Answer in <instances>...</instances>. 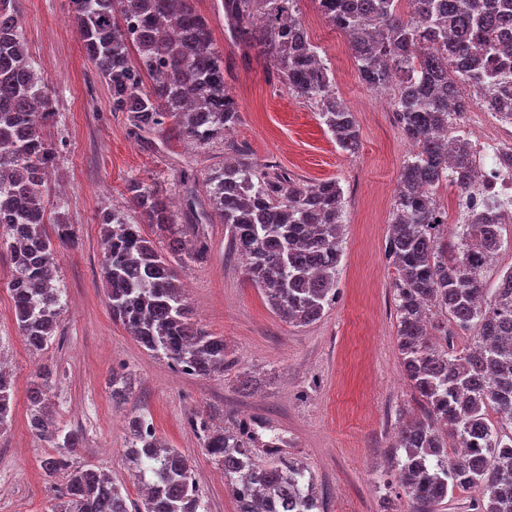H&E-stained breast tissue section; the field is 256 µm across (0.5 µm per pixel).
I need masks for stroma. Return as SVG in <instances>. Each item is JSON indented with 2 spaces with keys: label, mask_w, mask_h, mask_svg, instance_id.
<instances>
[{
  "label": "stroma",
  "mask_w": 512,
  "mask_h": 512,
  "mask_svg": "<svg viewBox=\"0 0 512 512\" xmlns=\"http://www.w3.org/2000/svg\"><path fill=\"white\" fill-rule=\"evenodd\" d=\"M31 57L45 78L55 116L45 127L57 148L47 223L64 219L75 240L57 244L63 289L58 332L31 351L11 308L12 264L0 249V358L14 377V415L0 432V512H49L57 483L41 460L50 452L28 420V395L39 366H51L47 391L61 426L79 432L75 465L110 471L133 500L143 482L124 450L129 420L143 414L158 437L191 458L207 512H235L223 470L206 453L190 419L210 414L227 429L254 423L262 440L282 447L310 470L324 493V512H409L411 504L391 463L404 418L417 411L397 349L394 282L386 253L399 174L412 149L390 105L369 107L350 44L321 16L315 0L294 10L333 75L337 95L355 113L360 150H340L317 110L279 81L257 56L236 58L226 76L240 120L202 148L140 133L112 109L110 90L86 56L70 0H16ZM234 144L258 165L273 164L300 184L333 179L345 197L336 301L318 321L296 327L281 320L252 285L229 231L211 208L205 181ZM137 179L166 200L179 223L200 227L203 259L178 268L199 328L223 337L236 363L211 377L185 374L142 347L112 319L101 275V226L106 208H125ZM131 390L112 401V375ZM251 377L253 387L240 381Z\"/></svg>",
  "instance_id": "obj_1"
}]
</instances>
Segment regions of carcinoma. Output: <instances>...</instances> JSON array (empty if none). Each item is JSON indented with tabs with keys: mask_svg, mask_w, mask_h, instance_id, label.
I'll list each match as a JSON object with an SVG mask.
<instances>
[{
	"mask_svg": "<svg viewBox=\"0 0 512 512\" xmlns=\"http://www.w3.org/2000/svg\"><path fill=\"white\" fill-rule=\"evenodd\" d=\"M0 0V233L14 278L10 293L18 331L44 350L55 336L62 288L46 197L55 145L43 135L51 114L44 79L29 55L14 8ZM196 0H72L83 47L112 92V111L127 113L140 131L169 128L202 146L240 118L224 81V55L213 46ZM295 0H224V27L233 43L259 50L288 90L314 103L322 123L348 154L360 146L353 112L333 90L330 70L291 16ZM328 24L344 32L362 81L398 82L393 108L416 151L405 161L394 197L387 255L394 283L397 347L422 414L398 433L393 457L413 512H438L457 490L477 493L478 512H512V267L489 288L476 257L503 245L502 225L474 221L448 231L435 190L444 181L465 188L473 177L467 139L453 123L477 89L498 108L512 87V0H316ZM209 202L223 218L249 281L285 322L307 325L336 301L344 193L335 180L299 184L285 171L257 173L241 157L208 177ZM129 203L159 231V249L118 208L100 214L102 272L112 319L149 351L183 372L207 377L233 364L224 337L199 328L176 283L177 266L204 258L203 236L188 235L156 193L132 179ZM475 330L461 351L444 344L448 322ZM29 421L56 448L42 460L60 481L50 512H205L190 458L156 436L149 420L130 419L125 450L130 468L151 474L132 501L108 473L70 460L80 435L49 418L43 391L49 366L36 373ZM14 383L0 371V432L13 418ZM506 415L491 423L488 410ZM204 448L229 478L237 512H315L306 467L265 442L275 463L255 462L259 435L240 426L191 421ZM453 454H448V449Z\"/></svg>",
	"mask_w": 512,
	"mask_h": 512,
	"instance_id": "cac0c4a2",
	"label": "carcinoma"
}]
</instances>
